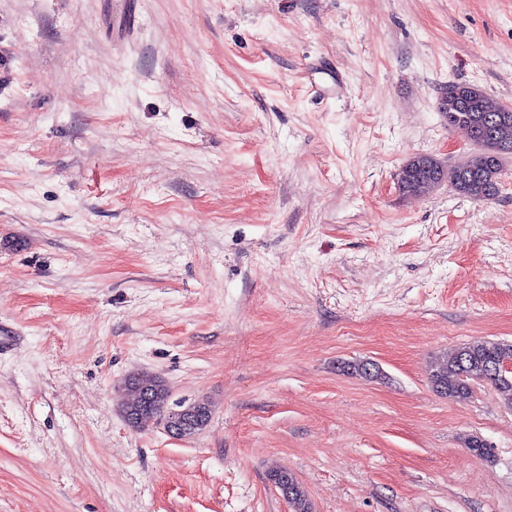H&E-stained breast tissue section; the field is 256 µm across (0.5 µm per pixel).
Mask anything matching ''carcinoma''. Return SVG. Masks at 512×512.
I'll list each match as a JSON object with an SVG mask.
<instances>
[{
	"mask_svg": "<svg viewBox=\"0 0 512 512\" xmlns=\"http://www.w3.org/2000/svg\"><path fill=\"white\" fill-rule=\"evenodd\" d=\"M438 110L448 120V126L469 131L477 149L461 159L456 167L454 190L475 201L493 200L498 195L505 156L512 154V108L492 101L481 89L466 84H450L441 93ZM501 114L505 119L490 129L487 118ZM438 160L417 155L401 169L402 192L416 196L430 190L427 182L435 180ZM512 358V344L478 340L454 353L436 359L430 365L429 382L440 395L456 402L472 397L474 386H493L505 404L512 406V380L500 378L494 364ZM122 412L137 415L135 427L150 425L169 412V390L160 379H147L132 374L115 388ZM268 479L288 501L292 512H313L311 502L300 483L286 469L269 472Z\"/></svg>",
	"mask_w": 512,
	"mask_h": 512,
	"instance_id": "1",
	"label": "carcinoma"
}]
</instances>
